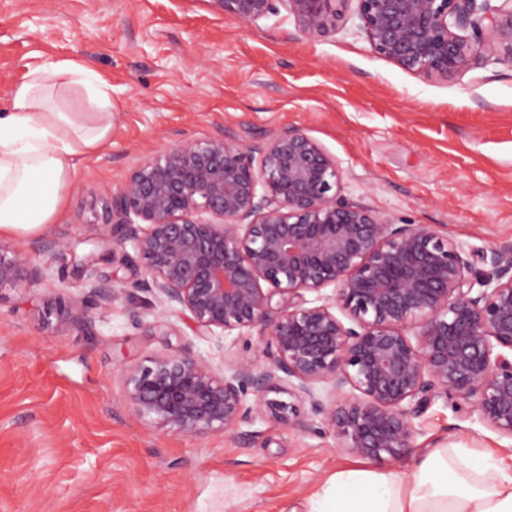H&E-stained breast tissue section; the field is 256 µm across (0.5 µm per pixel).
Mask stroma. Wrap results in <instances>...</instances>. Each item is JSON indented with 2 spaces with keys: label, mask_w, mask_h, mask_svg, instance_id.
I'll return each instance as SVG.
<instances>
[{
  "label": "stroma",
  "mask_w": 512,
  "mask_h": 512,
  "mask_svg": "<svg viewBox=\"0 0 512 512\" xmlns=\"http://www.w3.org/2000/svg\"><path fill=\"white\" fill-rule=\"evenodd\" d=\"M61 60L111 86L112 142L81 162L53 224L18 239L50 287L0 292V512H305L336 472H411L417 455L366 462L328 430L257 421L191 438L135 418L121 403L129 369L168 349L220 368L252 354L259 328L201 336L144 291L61 323L46 310L88 281L37 247L88 252L130 171L168 145L297 129L336 157L343 198L432 225L482 267L512 245V65L423 79L374 53L352 6L336 32L304 39L284 9L251 27L204 0H0V112L31 70ZM421 424L420 448L512 456L464 404L435 403Z\"/></svg>",
  "instance_id": "obj_1"
}]
</instances>
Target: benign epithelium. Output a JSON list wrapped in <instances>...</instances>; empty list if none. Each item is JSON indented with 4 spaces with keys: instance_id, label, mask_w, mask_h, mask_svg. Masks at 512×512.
<instances>
[{
    "instance_id": "benign-epithelium-1",
    "label": "benign epithelium",
    "mask_w": 512,
    "mask_h": 512,
    "mask_svg": "<svg viewBox=\"0 0 512 512\" xmlns=\"http://www.w3.org/2000/svg\"><path fill=\"white\" fill-rule=\"evenodd\" d=\"M204 2L255 27L281 2L299 34L317 38L348 0ZM356 2L374 52L404 71L448 80L512 64V0ZM341 183L336 158L295 129L249 147L179 142L133 169L97 247L129 244L141 265L131 282L92 283L65 319L83 324L144 285L201 336L262 329L253 355L222 369L181 349L129 370L122 400L136 418L192 438L269 419L306 432V405L350 454L401 463L416 451L417 419L451 398L512 438V246L483 255L474 280L462 244L341 198ZM46 271L0 239V291L41 285Z\"/></svg>"
}]
</instances>
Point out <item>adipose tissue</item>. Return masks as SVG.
Wrapping results in <instances>:
<instances>
[{
    "mask_svg": "<svg viewBox=\"0 0 512 512\" xmlns=\"http://www.w3.org/2000/svg\"><path fill=\"white\" fill-rule=\"evenodd\" d=\"M75 94L85 110L71 109ZM111 140L110 85L70 60L30 71L0 113V233L25 236L52 223L78 162ZM307 512H512V464L433 448L408 474L337 472Z\"/></svg>",
    "mask_w": 512,
    "mask_h": 512,
    "instance_id": "adipose-tissue-1",
    "label": "adipose tissue"
}]
</instances>
